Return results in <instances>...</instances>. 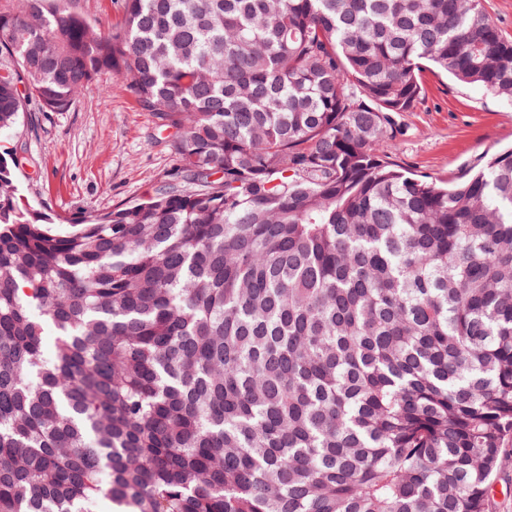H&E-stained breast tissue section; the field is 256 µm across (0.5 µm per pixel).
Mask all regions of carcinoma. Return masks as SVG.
<instances>
[{
	"instance_id": "cac0c4a2",
	"label": "carcinoma",
	"mask_w": 512,
	"mask_h": 512,
	"mask_svg": "<svg viewBox=\"0 0 512 512\" xmlns=\"http://www.w3.org/2000/svg\"><path fill=\"white\" fill-rule=\"evenodd\" d=\"M427 68L512 102L481 0H0V133L113 74L177 160L63 233L0 146V512H488L512 149L388 161ZM123 0H77L76 9L92 22L112 27L122 19Z\"/></svg>"
}]
</instances>
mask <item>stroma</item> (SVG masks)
<instances>
[{
	"label": "stroma",
	"mask_w": 512,
	"mask_h": 512,
	"mask_svg": "<svg viewBox=\"0 0 512 512\" xmlns=\"http://www.w3.org/2000/svg\"><path fill=\"white\" fill-rule=\"evenodd\" d=\"M423 95L403 113L407 134L382 152L400 168L453 180L480 157L512 145V103L430 71ZM171 131L160 128L119 77L96 79L67 112L25 113L0 143L22 146L18 177L35 205L59 215L62 231L85 211H108L158 190L174 172Z\"/></svg>",
	"instance_id": "stroma-1"
}]
</instances>
